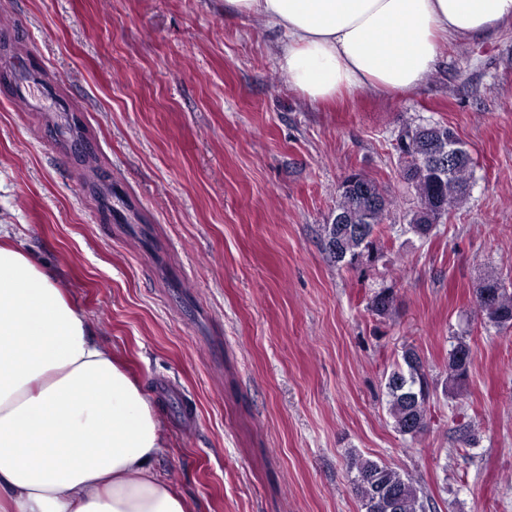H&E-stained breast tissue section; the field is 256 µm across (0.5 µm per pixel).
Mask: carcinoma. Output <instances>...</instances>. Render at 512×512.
<instances>
[{
  "instance_id": "obj_1",
  "label": "carcinoma",
  "mask_w": 512,
  "mask_h": 512,
  "mask_svg": "<svg viewBox=\"0 0 512 512\" xmlns=\"http://www.w3.org/2000/svg\"><path fill=\"white\" fill-rule=\"evenodd\" d=\"M453 137L454 133L440 123L408 127L398 135V148L405 158L403 178L416 196L415 208L408 214L407 223L401 225L400 233L429 239L442 216L465 199L473 176L467 151H462L460 161L445 172L427 162L438 142ZM391 204L375 180L359 172L349 174L337 191L336 215L343 218V223L333 221L322 228L326 255L340 267L365 274L364 265L383 257L377 233ZM477 303L486 323L497 329L512 327V290L499 275H484L477 288ZM393 306L391 287L374 292L369 303L370 310L381 319L390 316ZM402 360L403 365L385 379L387 410L394 429L415 439L428 427L430 388L416 348H404ZM473 360L470 343L463 337L456 338L448 353V392L458 391L467 383ZM347 468L353 473V489L364 512H427L430 508L411 477L384 463L354 456Z\"/></svg>"
}]
</instances>
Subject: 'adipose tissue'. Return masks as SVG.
<instances>
[{
  "instance_id": "obj_1",
  "label": "adipose tissue",
  "mask_w": 512,
  "mask_h": 512,
  "mask_svg": "<svg viewBox=\"0 0 512 512\" xmlns=\"http://www.w3.org/2000/svg\"><path fill=\"white\" fill-rule=\"evenodd\" d=\"M281 37L289 85L312 102L406 92L451 40L494 36L512 0H224ZM165 449L144 390L54 273L0 246V512H190L152 472Z\"/></svg>"
}]
</instances>
